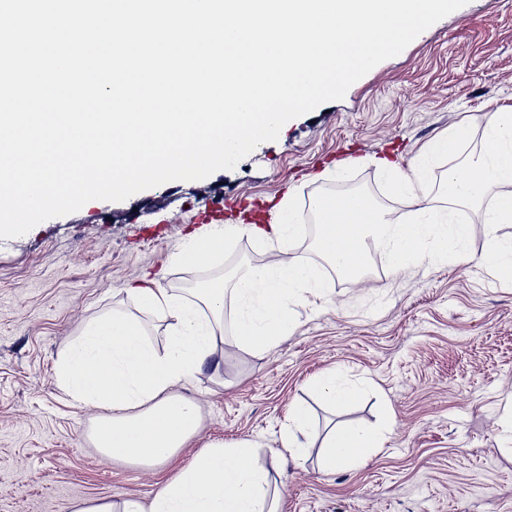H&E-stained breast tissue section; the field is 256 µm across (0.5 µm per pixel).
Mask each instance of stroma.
<instances>
[{
  "label": "stroma",
  "mask_w": 512,
  "mask_h": 512,
  "mask_svg": "<svg viewBox=\"0 0 512 512\" xmlns=\"http://www.w3.org/2000/svg\"><path fill=\"white\" fill-rule=\"evenodd\" d=\"M512 109V0H469L382 62L345 98L290 120L231 170L172 181L121 202L93 200L23 236L0 239V512H71L88 500L149 501L201 448L251 441L278 491L279 512H512V277L485 262L480 211L470 264L427 258L405 273L370 251L364 281L339 277L307 240L296 254L329 282L326 299L296 306V328L274 350L240 345L225 310L216 366L178 387L196 401V435L169 463L102 461L89 439L97 412L57 386L55 365L99 317L136 309L135 289L187 296L190 277L229 278L268 259L260 240H229L221 257L190 267L179 257L212 229V203L239 196L298 208L327 188L361 187L377 208L401 216L387 190L392 167L409 169L422 146L463 124L461 148L479 151L492 112ZM349 148L346 165L334 160ZM156 237H148V230ZM363 385L335 409L312 387L325 371ZM316 431L292 460L282 439L294 404ZM395 423L383 448L355 470L324 468L332 426Z\"/></svg>",
  "instance_id": "obj_1"
}]
</instances>
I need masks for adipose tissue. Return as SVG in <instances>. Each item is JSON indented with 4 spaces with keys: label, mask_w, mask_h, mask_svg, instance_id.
<instances>
[{
    "label": "adipose tissue",
    "mask_w": 512,
    "mask_h": 512,
    "mask_svg": "<svg viewBox=\"0 0 512 512\" xmlns=\"http://www.w3.org/2000/svg\"><path fill=\"white\" fill-rule=\"evenodd\" d=\"M468 137V127L451 128L422 148L410 171L389 173L391 190L412 206L402 222L392 223L357 195L315 199L314 245L338 275H359L372 248L382 251L397 272L424 258L439 257L440 245L448 242L455 246L457 263L472 262L468 242L473 226L457 220L461 207L484 208L486 259L512 274V243L498 235L500 225L512 223V110L491 114L481 152L473 159L460 156ZM445 158L456 159L457 164L446 171L441 195L435 198L428 188L431 168ZM301 229L293 196L285 194L269 228L228 224L188 245L182 260L196 266L222 255L227 239L239 233L266 242L269 260L238 271L232 291L214 281L197 289L195 301L190 302L164 288H139L136 312L100 317L70 344L56 364V381L74 402L97 409L92 439L103 461L161 464L196 433L197 406L176 394L175 388L212 364L224 339L227 300L235 302L234 329L240 343L264 352L292 333L295 304L326 296L327 281L316 266L293 251ZM152 323L166 326L164 349H157L147 336ZM394 423L389 411L378 429L332 428L323 445L324 468L336 471L363 465L382 448L385 431ZM74 512H277V508L268 471L257 463L253 444L243 441L199 450L149 502L129 497L118 503H88Z\"/></svg>",
    "instance_id": "adipose-tissue-1"
}]
</instances>
